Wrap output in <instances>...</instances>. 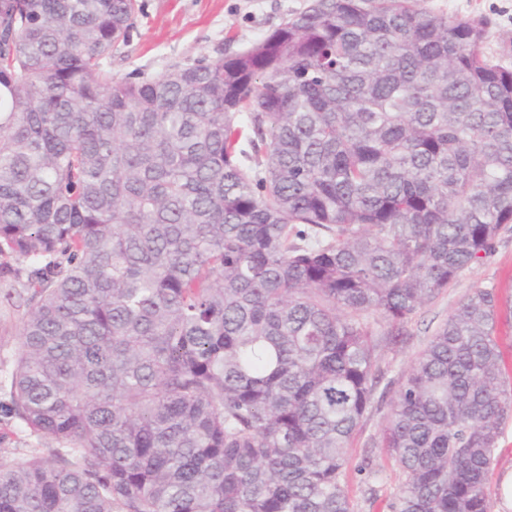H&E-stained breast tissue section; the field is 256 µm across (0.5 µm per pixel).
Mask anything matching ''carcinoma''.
Masks as SVG:
<instances>
[{
  "mask_svg": "<svg viewBox=\"0 0 512 512\" xmlns=\"http://www.w3.org/2000/svg\"><path fill=\"white\" fill-rule=\"evenodd\" d=\"M138 0H0L10 411L57 446L0 512H356L348 445L409 319L512 225V70L424 0H311L239 53L116 79ZM477 288L396 386L390 512H494L512 419ZM510 470H512V421H508L503 427L495 465L489 476L488 486L496 501V512H512V471ZM504 474L502 492L505 498L510 500L511 507L505 505L501 494L500 482Z\"/></svg>",
  "mask_w": 512,
  "mask_h": 512,
  "instance_id": "1",
  "label": "carcinoma"
}]
</instances>
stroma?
Returning a JSON list of instances; mask_svg holds the SVG:
<instances>
[{
  "label": "stroma",
  "instance_id": "35a3bbf8",
  "mask_svg": "<svg viewBox=\"0 0 512 512\" xmlns=\"http://www.w3.org/2000/svg\"><path fill=\"white\" fill-rule=\"evenodd\" d=\"M309 0H141L128 44L112 52L108 63L115 77L140 71L163 76L174 66L202 57L229 56L245 50ZM427 8L487 23L485 48L512 69V0H425ZM495 287L512 296V229L503 232L482 264L463 273L408 325L403 344L381 347L380 364L387 378H397L426 346L434 330L466 294ZM25 307L0 299V463L23 462L29 449L44 448L48 439L30 434L8 412L11 372L19 349L18 331ZM389 404L375 405L351 443L346 481L359 512H389L388 504L402 481L398 466L381 446Z\"/></svg>",
  "mask_w": 512,
  "mask_h": 512
}]
</instances>
